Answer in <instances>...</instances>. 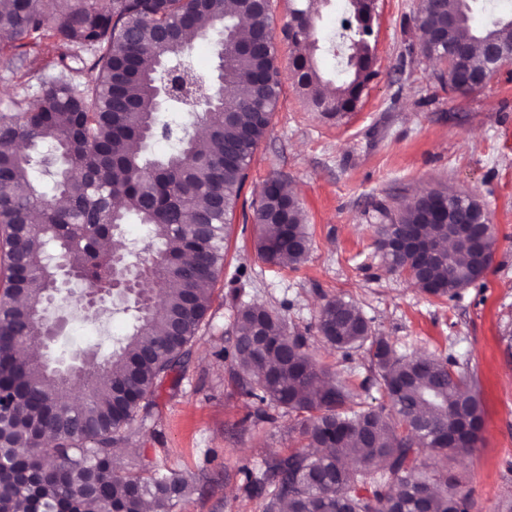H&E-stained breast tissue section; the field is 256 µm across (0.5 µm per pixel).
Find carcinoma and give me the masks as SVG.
I'll return each instance as SVG.
<instances>
[{
    "label": "carcinoma",
    "mask_w": 512,
    "mask_h": 512,
    "mask_svg": "<svg viewBox=\"0 0 512 512\" xmlns=\"http://www.w3.org/2000/svg\"><path fill=\"white\" fill-rule=\"evenodd\" d=\"M336 38L350 54L337 61L344 74L324 79L317 50L316 0H295L288 25L293 45L290 71L313 111L327 118L355 110L374 76V0H346ZM472 0H420V27L447 34L448 45L429 43L427 55L447 53L448 68L464 78L496 72V59L475 50L487 41L512 55V15L490 24L471 23ZM218 28L217 88L223 98L210 105H177L206 127L201 149L186 133L162 158L141 154L143 141L173 130L158 118L157 89L166 67L197 77L195 37ZM12 46L38 45L44 38L61 49L60 73L85 72L87 80L61 78L41 87L33 101L14 100L0 115V251L6 286L0 294V512H171L189 481L160 469L120 472L113 448L140 408L153 404L158 382L186 368L193 340L211 308L224 268L228 224L247 178L254 151L267 134L281 89L270 5L256 0H8L0 8V31ZM92 52L86 61L83 52ZM49 142L64 160L47 199L32 174V150ZM284 182H265L252 202L259 224L258 257L275 266L306 260L310 240L299 200ZM120 198L123 204L113 205ZM466 204L471 218L480 207L432 189L381 228L380 241L411 226L424 237L447 235L439 223L423 224L425 210L448 207V222ZM40 221H31L32 212ZM148 227L158 253L141 288L143 304L131 330L101 359L83 356L76 380L45 358L42 301L56 287L55 252L85 287L96 288L112 271L110 239L129 217ZM389 265L411 274L415 285L435 297L457 298L487 270L481 250L458 248L432 264L431 278L418 281L421 256L384 254ZM318 332L331 347L368 346L371 366L390 402L389 412L365 409L342 381L317 365L301 334L263 306H245L235 325V386L255 400L248 414L273 422L270 410L296 417L292 430L305 447L264 459L260 472L245 473L244 491L266 501V512H470V494L453 479L419 472L418 454L428 452L433 469L448 466V453L474 447L481 429L478 402L468 375L454 361L409 357L376 335L359 308L341 298L322 307ZM32 349L18 361L19 347Z\"/></svg>",
    "instance_id": "carcinoma-1"
}]
</instances>
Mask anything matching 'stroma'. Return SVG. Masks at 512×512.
I'll return each mask as SVG.
<instances>
[{
	"instance_id": "stroma-1",
	"label": "stroma",
	"mask_w": 512,
	"mask_h": 512,
	"mask_svg": "<svg viewBox=\"0 0 512 512\" xmlns=\"http://www.w3.org/2000/svg\"><path fill=\"white\" fill-rule=\"evenodd\" d=\"M418 4L375 0V75L354 112L325 118L290 76L282 78L242 197L255 198L267 178L280 177L302 204L308 257L294 269L263 262L254 220L235 212L224 269L185 371L157 386L154 405L137 413L128 441L114 450L121 466L156 465L190 481L172 512H265L264 499L244 494V472L298 445L293 416L249 421L254 401L230 380L235 318L244 306L279 312L360 402L388 407L367 350L333 349L317 331L323 304L334 298L353 302L399 352L450 358L468 370L482 426L448 473L471 492V512H506L512 504V65L469 94L443 89L440 66L421 52ZM54 59L43 45L0 50V114L11 99L36 98L57 75ZM444 188L475 194L493 236L489 267L452 301L391 271L376 244L382 208L396 213L422 192ZM56 312L64 326L51 356L66 365L79 349L110 354L133 321L118 302L92 317L64 304Z\"/></svg>"
}]
</instances>
